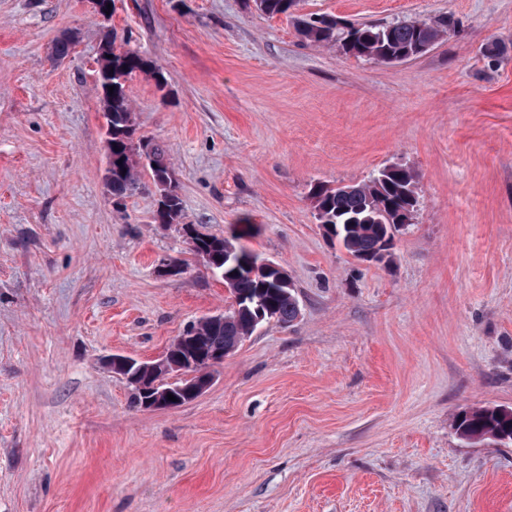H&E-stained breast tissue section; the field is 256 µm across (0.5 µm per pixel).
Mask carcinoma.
<instances>
[{
	"label": "carcinoma",
	"mask_w": 512,
	"mask_h": 512,
	"mask_svg": "<svg viewBox=\"0 0 512 512\" xmlns=\"http://www.w3.org/2000/svg\"><path fill=\"white\" fill-rule=\"evenodd\" d=\"M257 9L267 16L289 18L306 42L319 46L340 43L344 53L378 62L392 59L410 60L422 55L421 45H433L456 25L450 14L424 20H403L393 23L354 24L340 18L319 15H295L296 0H254ZM107 57L105 66L112 67V87L98 82V94L107 135L112 137V178L107 188L112 201L124 204L126 198L141 189L138 168L143 165L133 107L126 93V81L136 72L149 75L162 90L167 84L164 74L152 61L130 49L115 48L112 32L101 41ZM151 155L145 163L152 173L156 193L166 199L164 207L155 211L157 224H178L183 202L178 185L172 178L166 151L150 144ZM417 174L403 165H390L380 170L364 184L329 187L322 183L312 186L309 197L317 220L326 232L336 238L352 256H373L383 248L386 225L397 223L399 212L418 204ZM223 246L224 270L217 276L233 296L232 309L224 313V323L216 326L195 322L187 335L205 336L209 343L235 348L252 334L255 300L262 298L268 320L291 324L300 309L295 290L279 281L268 268H256L259 257L237 244V237L205 236L198 242V251L208 253L214 245ZM456 434L473 443L491 441L512 443V409L481 407L463 412L454 423Z\"/></svg>",
	"instance_id": "1"
}]
</instances>
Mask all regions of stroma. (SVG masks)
I'll use <instances>...</instances> for the list:
<instances>
[{
  "instance_id": "stroma-1",
  "label": "stroma",
  "mask_w": 512,
  "mask_h": 512,
  "mask_svg": "<svg viewBox=\"0 0 512 512\" xmlns=\"http://www.w3.org/2000/svg\"><path fill=\"white\" fill-rule=\"evenodd\" d=\"M296 12L456 27L385 64L308 44L253 0H115L107 21L90 0H0V512H512V444L452 427L512 409V0ZM109 31L167 79L126 91L181 224L279 264L301 309L174 409L136 405L104 358L156 359L231 298L181 224H155L149 169L123 206L106 192ZM391 164L417 173L418 213L390 264L361 263L309 190Z\"/></svg>"
}]
</instances>
